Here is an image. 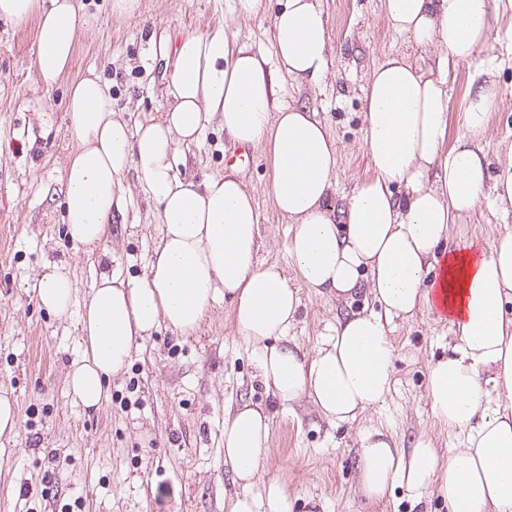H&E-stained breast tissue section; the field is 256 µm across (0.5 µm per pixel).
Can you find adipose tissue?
Wrapping results in <instances>:
<instances>
[{
  "instance_id": "1",
  "label": "adipose tissue",
  "mask_w": 512,
  "mask_h": 512,
  "mask_svg": "<svg viewBox=\"0 0 512 512\" xmlns=\"http://www.w3.org/2000/svg\"><path fill=\"white\" fill-rule=\"evenodd\" d=\"M394 33L433 49L427 67L391 57L375 65L363 98V147L372 175L335 208L337 148L308 109L276 103L273 70L319 81L331 48L320 0H281L270 48L224 31L183 35L167 68L170 103L159 119L130 127L112 109L101 80L72 82L67 128L76 144L64 172L66 233L75 243L105 241L121 211V177L135 168L157 208L161 238L138 280L101 276L80 314L81 356L68 374L74 399L98 409L109 378L159 325L195 331L211 305H232L236 336L249 348L265 388L282 403H311L329 422L355 420L392 385L386 325L438 308L455 342L429 368L428 397L438 424L463 434L440 455L424 434L404 451L380 431L360 441V491L373 502L400 486L417 504L438 497L448 512H512V232L488 247L448 249L453 224L486 194L512 204V160L490 175L476 139L490 119L492 89L471 95L466 138L447 146L448 69L474 59L499 37L496 0H382ZM0 16L36 19L35 65L45 85L68 73L78 35L92 21L76 0H0ZM232 143L264 149L271 194L289 224V255L301 282L338 299L367 290L380 309L357 312L328 329L312 356L290 344L300 307L281 267L257 258L259 214L233 174L195 182L175 172L177 145L199 143L213 117ZM406 188L396 198L392 184ZM40 304L63 317L76 288L59 268L34 285ZM269 417L242 406L224 418V462L238 490L226 512H291L270 481L251 487L264 466Z\"/></svg>"
}]
</instances>
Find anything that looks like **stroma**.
I'll list each match as a JSON object with an SVG mask.
<instances>
[{
	"instance_id": "stroma-1",
	"label": "stroma",
	"mask_w": 512,
	"mask_h": 512,
	"mask_svg": "<svg viewBox=\"0 0 512 512\" xmlns=\"http://www.w3.org/2000/svg\"><path fill=\"white\" fill-rule=\"evenodd\" d=\"M235 18L229 0H140L133 17H116L109 0H81L94 18L80 33L73 65L45 88L34 65L36 19H0V392L16 402L18 426L0 437V512H225L234 476L224 465V415L248 404L270 417L268 452L252 487L264 491L278 479L292 512H448L435 498L412 504L395 489L371 504L355 491L360 434L378 429L397 447L420 433L437 448L459 447L461 436L442 429L427 396L431 362L448 352V323L429 310L388 326L394 384L382 402L359 419L328 424L308 402L281 403L266 391L231 323L229 302L212 305L200 327L185 335L162 327L136 349L125 372L110 379L109 401L85 409L68 390L78 359V312L61 318L40 306L31 282L50 266L72 277L84 299L109 270L142 277L160 239L154 206L135 171L122 178L126 208L114 215L108 238L95 249L73 244L62 222L64 170L75 144L67 129L66 100L72 79L95 73L114 111L130 124L156 117L168 105L164 63L178 39L224 27L241 42L269 46L279 0ZM328 16L332 64L315 86L275 75L280 104L316 112L337 146L335 204L369 177L363 150L362 99L373 67L391 56L420 61L428 51L388 26L381 0H322ZM500 40L474 62L448 72V145L465 135L464 112L479 69L492 73L496 96L488 130L478 144L492 169L512 149V10L500 20ZM233 147L219 122L178 163L182 177L229 172ZM272 172L262 149L242 179L259 212V260L278 263L301 297L290 338L306 353L319 346L340 317L374 310L366 293L342 302L302 287L288 254L289 231L271 195ZM512 231V205L484 198L451 231L453 243L487 246Z\"/></svg>"
}]
</instances>
